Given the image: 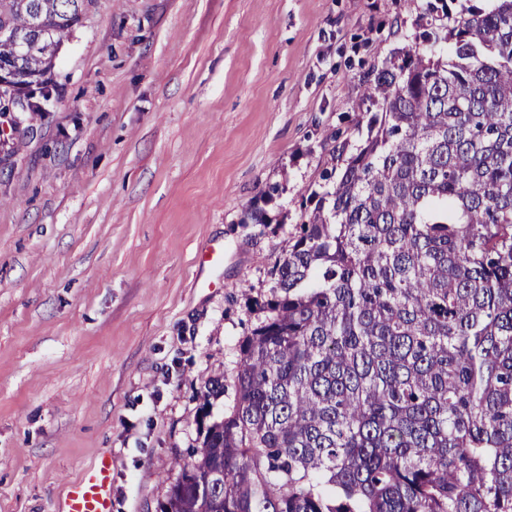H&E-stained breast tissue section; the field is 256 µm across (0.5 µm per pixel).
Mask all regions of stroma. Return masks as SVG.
I'll return each mask as SVG.
<instances>
[{"label":"stroma","mask_w":512,"mask_h":512,"mask_svg":"<svg viewBox=\"0 0 512 512\" xmlns=\"http://www.w3.org/2000/svg\"><path fill=\"white\" fill-rule=\"evenodd\" d=\"M425 2L92 0L50 112L0 135V512H58L103 456L112 512H160Z\"/></svg>","instance_id":"obj_1"}]
</instances>
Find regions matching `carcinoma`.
<instances>
[{
  "mask_svg": "<svg viewBox=\"0 0 512 512\" xmlns=\"http://www.w3.org/2000/svg\"><path fill=\"white\" fill-rule=\"evenodd\" d=\"M92 0H0L49 91ZM366 80L367 136L271 270L235 405L161 512H512V0Z\"/></svg>",
  "mask_w": 512,
  "mask_h": 512,
  "instance_id": "obj_1",
  "label": "carcinoma"
}]
</instances>
